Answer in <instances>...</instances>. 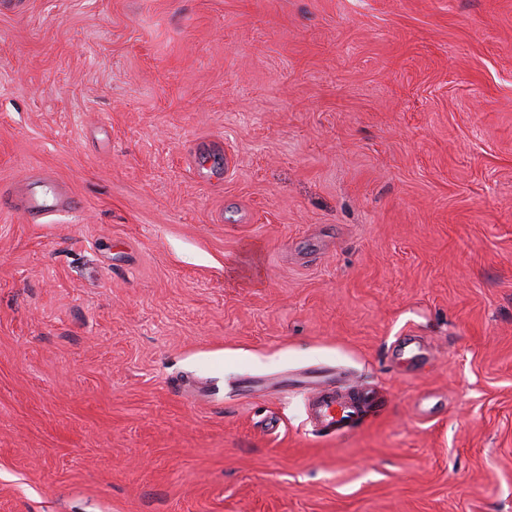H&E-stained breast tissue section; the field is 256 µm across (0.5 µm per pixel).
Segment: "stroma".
Wrapping results in <instances>:
<instances>
[{
	"mask_svg": "<svg viewBox=\"0 0 512 512\" xmlns=\"http://www.w3.org/2000/svg\"><path fill=\"white\" fill-rule=\"evenodd\" d=\"M0 512H512V0L0 9ZM42 184L44 189L37 193L32 189L34 185ZM75 203L74 198L44 179L37 178L28 182L26 188L16 198V204L21 209L27 223L40 224L50 213L69 209ZM340 388L318 386L309 391L308 407L315 416L318 430L325 435H332L336 429L355 428L376 419L383 411L384 405L376 391L363 386L353 396L342 400Z\"/></svg>",
	"mask_w": 512,
	"mask_h": 512,
	"instance_id": "stroma-1",
	"label": "stroma"
}]
</instances>
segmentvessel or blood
I'll return each instance as SVG.
<instances>
[{
    "label": "vessel or blood",
    "mask_w": 512,
    "mask_h": 512,
    "mask_svg": "<svg viewBox=\"0 0 512 512\" xmlns=\"http://www.w3.org/2000/svg\"><path fill=\"white\" fill-rule=\"evenodd\" d=\"M27 223L39 224L50 213L69 209L73 197L53 185H45L37 192L25 188L16 198ZM308 407L314 415L320 432L331 435L340 428H355L376 419L383 410L376 391L363 387L348 399H341L338 388L316 387L310 391Z\"/></svg>",
    "instance_id": "vessel-or-blood-1"
}]
</instances>
